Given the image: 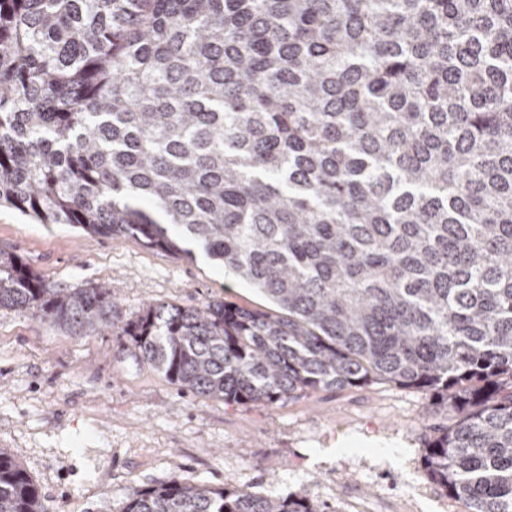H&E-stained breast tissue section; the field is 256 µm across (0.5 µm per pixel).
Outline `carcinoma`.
Listing matches in <instances>:
<instances>
[{
	"label": "carcinoma",
	"mask_w": 512,
	"mask_h": 512,
	"mask_svg": "<svg viewBox=\"0 0 512 512\" xmlns=\"http://www.w3.org/2000/svg\"><path fill=\"white\" fill-rule=\"evenodd\" d=\"M0 205L191 244L275 306L121 327L203 398L431 391L427 479L512 512V0H0ZM73 336L112 288L0 249V308ZM0 512H44L0 449ZM121 512H324L174 477Z\"/></svg>",
	"instance_id": "cac0c4a2"
}]
</instances>
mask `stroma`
Returning a JSON list of instances; mask_svg holds the SVG:
<instances>
[{"instance_id": "obj_1", "label": "stroma", "mask_w": 512, "mask_h": 512, "mask_svg": "<svg viewBox=\"0 0 512 512\" xmlns=\"http://www.w3.org/2000/svg\"><path fill=\"white\" fill-rule=\"evenodd\" d=\"M0 248L52 285L116 292L115 328L84 337L0 308V448L38 486L45 512H120L134 492L174 477L303 492L333 512H466L424 474V390L375 383L242 405L181 391L143 360L120 326L150 305L270 310L204 255L92 237L4 206Z\"/></svg>"}]
</instances>
